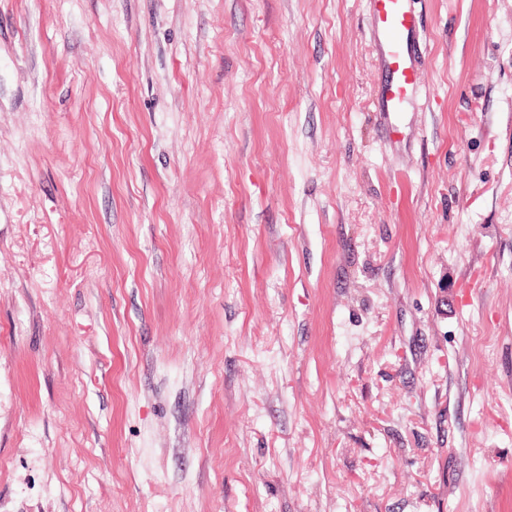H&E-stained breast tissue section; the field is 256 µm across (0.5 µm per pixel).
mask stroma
<instances>
[{
  "mask_svg": "<svg viewBox=\"0 0 512 512\" xmlns=\"http://www.w3.org/2000/svg\"><path fill=\"white\" fill-rule=\"evenodd\" d=\"M0 0V512H512V0ZM409 1L369 0L381 65L389 75L379 91V112L385 113L390 132L396 134L400 131L392 116L405 112L418 86L410 44L418 18Z\"/></svg>",
  "mask_w": 512,
  "mask_h": 512,
  "instance_id": "stroma-1",
  "label": "stroma"
}]
</instances>
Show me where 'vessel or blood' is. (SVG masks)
I'll return each instance as SVG.
<instances>
[{"mask_svg":"<svg viewBox=\"0 0 512 512\" xmlns=\"http://www.w3.org/2000/svg\"><path fill=\"white\" fill-rule=\"evenodd\" d=\"M369 2L381 65L389 75L379 91V109L391 117L405 111L418 86L417 68L410 44L418 18L409 0Z\"/></svg>","mask_w":512,"mask_h":512,"instance_id":"1","label":"vessel or blood"}]
</instances>
